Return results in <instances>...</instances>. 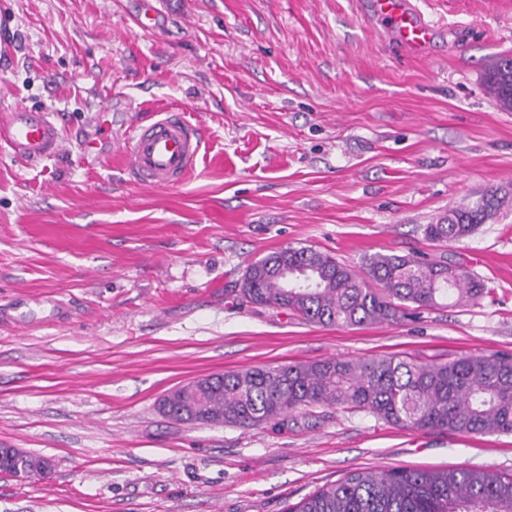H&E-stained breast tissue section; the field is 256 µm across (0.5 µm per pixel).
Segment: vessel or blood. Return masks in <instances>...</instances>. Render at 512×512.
Instances as JSON below:
<instances>
[{"label":"vessel or blood","instance_id":"vessel-or-blood-1","mask_svg":"<svg viewBox=\"0 0 512 512\" xmlns=\"http://www.w3.org/2000/svg\"><path fill=\"white\" fill-rule=\"evenodd\" d=\"M366 8L404 48L426 54L434 26L411 0H367ZM203 144L201 126L176 109L118 129L112 126L111 110L99 111L78 142L81 154L96 160L119 153L131 181L146 189L181 184L195 168ZM66 146L50 112L14 107L0 113L1 151L37 165L60 155Z\"/></svg>","mask_w":512,"mask_h":512}]
</instances>
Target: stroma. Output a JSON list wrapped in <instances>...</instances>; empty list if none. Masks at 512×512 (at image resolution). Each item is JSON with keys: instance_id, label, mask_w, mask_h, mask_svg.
Instances as JSON below:
<instances>
[{"instance_id": "35a3bbf8", "label": "stroma", "mask_w": 512, "mask_h": 512, "mask_svg": "<svg viewBox=\"0 0 512 512\" xmlns=\"http://www.w3.org/2000/svg\"><path fill=\"white\" fill-rule=\"evenodd\" d=\"M364 0H0V109L49 111L70 138L101 108L120 126L179 108L205 129L175 187L120 157L29 169L0 153V448L47 457L0 475V512H283L358 469L512 471V434L401 429L307 407L281 423L185 424L168 392L261 366L379 355L512 354V211L459 244L421 225L512 191V112L485 85L512 55V0H412L435 25L404 51ZM311 247L354 269L376 253L454 257L494 301L398 323L324 327L241 303L251 263ZM44 457L25 451L19 455L14 456L12 462L1 465L4 474L13 475L15 477H22L28 479L32 477L46 478L48 473H45L41 468V463Z\"/></svg>"}]
</instances>
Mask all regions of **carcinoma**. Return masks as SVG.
Masks as SVG:
<instances>
[{
	"mask_svg": "<svg viewBox=\"0 0 512 512\" xmlns=\"http://www.w3.org/2000/svg\"><path fill=\"white\" fill-rule=\"evenodd\" d=\"M485 82L498 105L512 112V56L497 58ZM511 206V192L488 189L423 225L424 238L461 243ZM492 294L483 279L450 257L428 261L377 253L358 272L327 253L290 246L251 263L239 289L249 305L338 327L398 322L410 310L441 307L448 300L471 306ZM317 405L365 412L409 430L512 433V355L464 354L431 363L396 355L329 358L248 368L180 387L162 399L160 409L183 423L253 426L280 423ZM43 460L25 451L0 471L45 478ZM287 512H512V474L473 468L357 470Z\"/></svg>",
	"mask_w": 512,
	"mask_h": 512,
	"instance_id": "carcinoma-1",
	"label": "carcinoma"
}]
</instances>
